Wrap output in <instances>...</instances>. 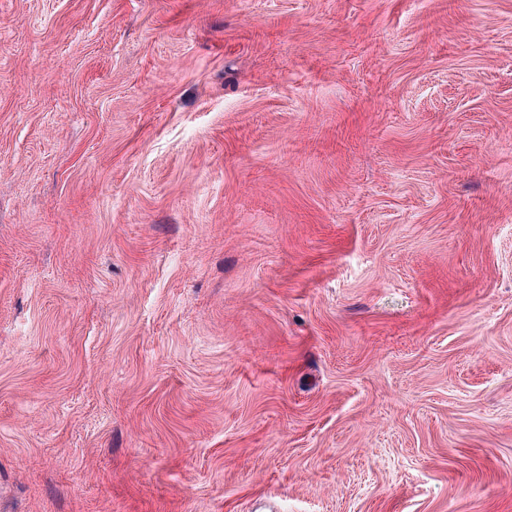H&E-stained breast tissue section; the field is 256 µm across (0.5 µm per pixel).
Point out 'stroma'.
Returning a JSON list of instances; mask_svg holds the SVG:
<instances>
[{
  "instance_id": "35a3bbf8",
  "label": "stroma",
  "mask_w": 512,
  "mask_h": 512,
  "mask_svg": "<svg viewBox=\"0 0 512 512\" xmlns=\"http://www.w3.org/2000/svg\"><path fill=\"white\" fill-rule=\"evenodd\" d=\"M0 512H512V0H0Z\"/></svg>"
}]
</instances>
